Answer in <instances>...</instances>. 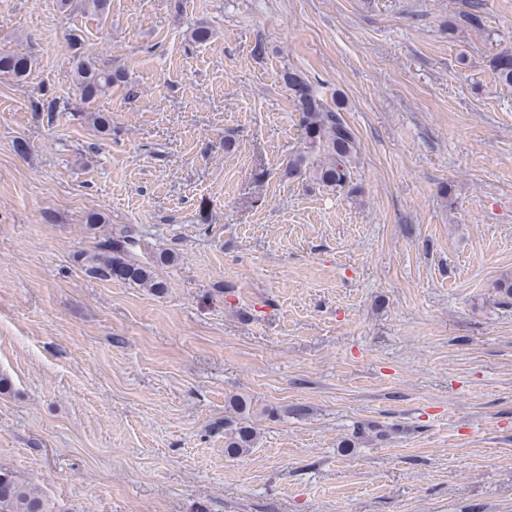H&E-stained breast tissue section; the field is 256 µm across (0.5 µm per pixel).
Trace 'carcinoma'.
Returning <instances> with one entry per match:
<instances>
[{
    "mask_svg": "<svg viewBox=\"0 0 512 512\" xmlns=\"http://www.w3.org/2000/svg\"><path fill=\"white\" fill-rule=\"evenodd\" d=\"M74 82L81 99L90 102L106 94L112 86L127 82V73L110 61L74 56ZM31 60L14 52L0 51V72L17 80L27 78ZM497 79L512 87V55L501 53L493 60ZM282 80L292 91L298 112V125L305 136V151L288 163V171H304L318 183L340 192L350 186L352 169L357 159V142L352 128L344 119L341 108L329 104L317 87L294 71L282 73ZM135 244L132 236L109 233L101 238L93 254L85 258L88 272L101 279H120L141 288L159 290L150 267L131 257ZM503 299L512 304V273H505L493 285ZM256 443L255 429L232 420L224 421V449L230 457L247 455ZM0 512H57L49 499L41 496L26 480L13 471L0 468Z\"/></svg>",
    "mask_w": 512,
    "mask_h": 512,
    "instance_id": "1",
    "label": "carcinoma"
}]
</instances>
